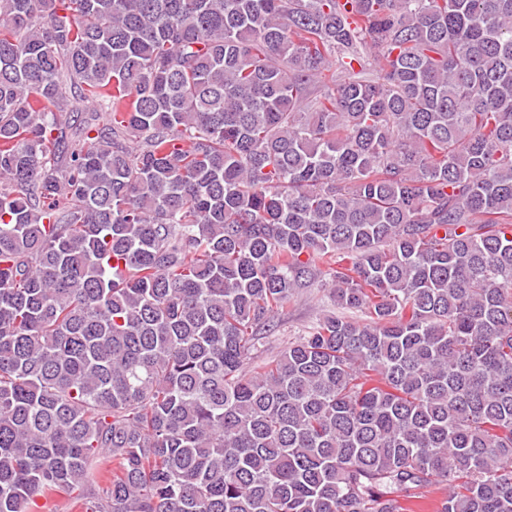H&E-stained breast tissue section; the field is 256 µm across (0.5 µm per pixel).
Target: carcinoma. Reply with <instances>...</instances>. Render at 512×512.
<instances>
[{
  "instance_id": "cac0c4a2",
  "label": "carcinoma",
  "mask_w": 512,
  "mask_h": 512,
  "mask_svg": "<svg viewBox=\"0 0 512 512\" xmlns=\"http://www.w3.org/2000/svg\"><path fill=\"white\" fill-rule=\"evenodd\" d=\"M76 487L512 512V0H0V512ZM328 292L327 288L315 284L301 292L288 308L279 311L274 318L273 328L260 335L258 351L252 356L254 358L248 361V366L251 367L253 361L275 355L285 349L289 341L299 337L320 315L333 310Z\"/></svg>"
}]
</instances>
